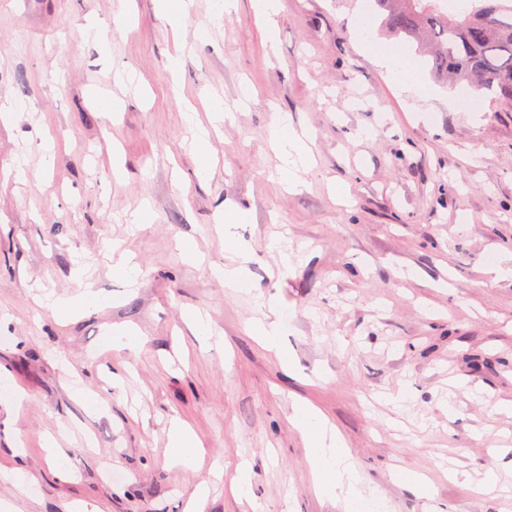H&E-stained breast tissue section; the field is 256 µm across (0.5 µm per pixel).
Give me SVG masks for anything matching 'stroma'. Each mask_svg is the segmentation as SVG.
Returning <instances> with one entry per match:
<instances>
[{
    "label": "stroma",
    "instance_id": "35a3bbf8",
    "mask_svg": "<svg viewBox=\"0 0 512 512\" xmlns=\"http://www.w3.org/2000/svg\"><path fill=\"white\" fill-rule=\"evenodd\" d=\"M357 17L368 0H279L268 35L251 0L227 15L194 0L176 27L156 0H0V102L25 106L0 122V463L37 478L24 495L0 484V500L185 512L203 488V512H345L314 492L290 422L308 401L384 512H512V278L490 273L512 267V112L486 97L449 107L465 89L422 63L404 88L372 54L396 39L361 45ZM90 24L108 49L86 38ZM102 96L119 111H101ZM215 99L237 108L203 159L196 132ZM282 118L313 152L292 190L269 144ZM227 207L245 218L221 234ZM144 208L151 220L134 229ZM228 235L250 253L232 290L210 273L231 261ZM279 235L287 271L268 248ZM186 241L200 262L183 259ZM117 243L137 286L112 273ZM87 287L93 304L63 321L37 302ZM262 293L280 303L294 375L244 330ZM195 311L223 347L192 333ZM115 325L137 328L142 348L113 350ZM174 419L202 443L195 468L167 461ZM62 428L59 464L45 438ZM244 462L242 502L229 484ZM489 470L497 491L477 493Z\"/></svg>",
    "mask_w": 512,
    "mask_h": 512
}]
</instances>
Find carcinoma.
Listing matches in <instances>:
<instances>
[{
    "label": "carcinoma",
    "instance_id": "carcinoma-1",
    "mask_svg": "<svg viewBox=\"0 0 512 512\" xmlns=\"http://www.w3.org/2000/svg\"><path fill=\"white\" fill-rule=\"evenodd\" d=\"M387 32L426 58L430 74L465 83L512 112V0H467L456 14L437 0H373Z\"/></svg>",
    "mask_w": 512,
    "mask_h": 512
}]
</instances>
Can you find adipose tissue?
Returning <instances> with one entry per match:
<instances>
[{"mask_svg": "<svg viewBox=\"0 0 512 512\" xmlns=\"http://www.w3.org/2000/svg\"><path fill=\"white\" fill-rule=\"evenodd\" d=\"M272 140L281 161L278 168L281 180L289 187H296L297 171L308 157L305 142L283 122L275 125ZM291 422L306 438L317 492L325 498L342 497L347 512H352L363 496V480L335 426L305 403L296 407Z\"/></svg>", "mask_w": 512, "mask_h": 512, "instance_id": "adipose-tissue-1", "label": "adipose tissue"}]
</instances>
